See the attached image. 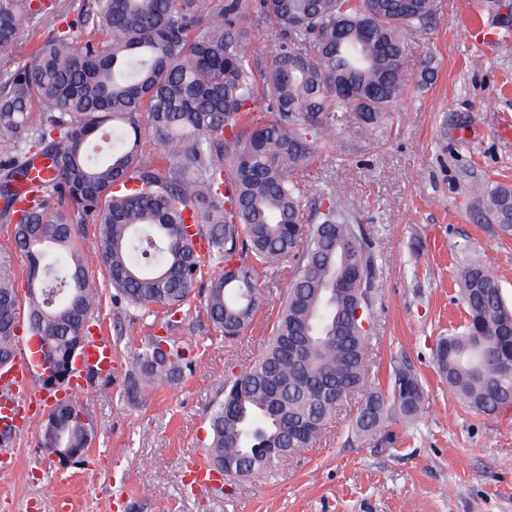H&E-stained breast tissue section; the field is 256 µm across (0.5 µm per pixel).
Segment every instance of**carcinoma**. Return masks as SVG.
Instances as JSON below:
<instances>
[{"label":"carcinoma","mask_w":512,"mask_h":512,"mask_svg":"<svg viewBox=\"0 0 512 512\" xmlns=\"http://www.w3.org/2000/svg\"><path fill=\"white\" fill-rule=\"evenodd\" d=\"M436 0H84L83 47L65 33L37 36L33 0L0 5V59L35 42L25 63L0 71V224L28 260L26 333L49 365L66 372L90 336L101 295L86 269L79 226L90 214L96 249L121 306L168 317L209 276L204 308L224 338L261 310L262 277L290 262L268 347L227 379L207 415L213 470L247 477L276 456L316 442L360 390L355 437L390 416L411 422L426 396L416 373L397 369L386 394L367 385L377 255L364 225L327 192L304 224L299 172L353 112L367 128L404 91L408 36L427 31ZM270 23L269 63L250 58L246 15ZM38 100L42 111H32ZM269 109L252 119L257 103ZM148 135L165 154L150 159ZM49 161L41 184L30 178ZM488 219L512 232V186H483ZM467 321L441 339L435 363L455 397L490 415L512 406L507 348L512 300L479 261L461 272ZM15 281L0 272V365L15 357L20 319ZM174 336H150L125 390L190 369ZM41 447L86 456L96 435L83 403L55 398Z\"/></svg>","instance_id":"carcinoma-1"}]
</instances>
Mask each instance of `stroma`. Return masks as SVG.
I'll use <instances>...</instances> for the list:
<instances>
[{"label": "stroma", "mask_w": 512, "mask_h": 512, "mask_svg": "<svg viewBox=\"0 0 512 512\" xmlns=\"http://www.w3.org/2000/svg\"><path fill=\"white\" fill-rule=\"evenodd\" d=\"M478 21L493 24L494 15L476 11L475 0H439L432 28L408 42L406 90L382 124L371 130L349 118L302 172L304 218L313 219L321 190L335 189L375 245L370 385L387 390L395 368L410 364L425 388L424 414L351 442L359 392L312 447L221 488L190 489L187 464L205 451L207 408L225 378L264 348L288 267L269 271L267 300L240 336L216 333L199 296L171 331L163 313L113 305L94 220L77 214L86 267L102 293L97 331L114 346L112 378L80 397L97 428L86 462L63 465L41 448L39 415L9 441L16 466L0 472V512H512V407L493 416L467 409L434 361L440 336L465 319L456 275L471 259L512 298V235L469 210L477 187L512 185V36L478 47ZM427 59L437 77L423 88ZM170 332L190 349L191 370L130 402L133 354L146 337Z\"/></svg>", "instance_id": "1"}]
</instances>
